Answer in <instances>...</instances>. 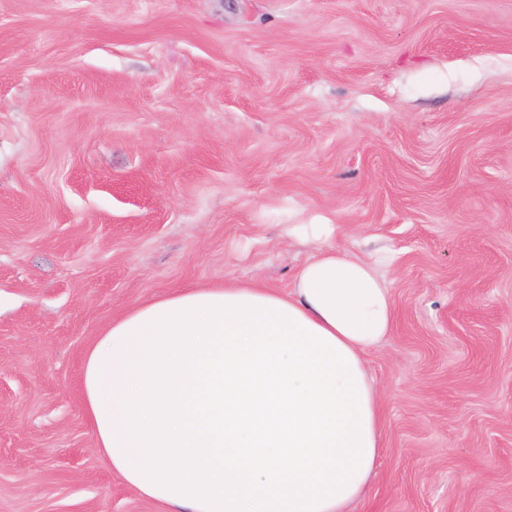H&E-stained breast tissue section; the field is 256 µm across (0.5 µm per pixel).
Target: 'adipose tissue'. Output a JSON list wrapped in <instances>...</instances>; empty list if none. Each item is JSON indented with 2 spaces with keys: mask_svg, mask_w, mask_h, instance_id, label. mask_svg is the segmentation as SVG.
Returning a JSON list of instances; mask_svg holds the SVG:
<instances>
[{
  "mask_svg": "<svg viewBox=\"0 0 512 512\" xmlns=\"http://www.w3.org/2000/svg\"><path fill=\"white\" fill-rule=\"evenodd\" d=\"M337 225L288 293L234 280L141 303L86 350L82 405L113 472L166 512H346L375 473L380 398L366 356L396 326L379 267Z\"/></svg>",
  "mask_w": 512,
  "mask_h": 512,
  "instance_id": "ef3b65f1",
  "label": "adipose tissue"
}]
</instances>
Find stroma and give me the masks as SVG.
Wrapping results in <instances>:
<instances>
[{"label":"stroma","instance_id":"35a3bbf8","mask_svg":"<svg viewBox=\"0 0 512 512\" xmlns=\"http://www.w3.org/2000/svg\"><path fill=\"white\" fill-rule=\"evenodd\" d=\"M389 250L348 512H512V0H0V512H161L84 352L168 290Z\"/></svg>","mask_w":512,"mask_h":512}]
</instances>
